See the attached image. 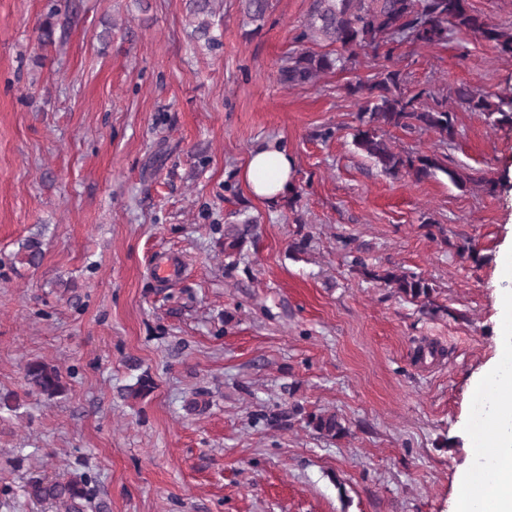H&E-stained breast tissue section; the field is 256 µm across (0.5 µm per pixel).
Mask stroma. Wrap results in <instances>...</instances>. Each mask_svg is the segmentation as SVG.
I'll use <instances>...</instances> for the list:
<instances>
[{"label": "stroma", "mask_w": 512, "mask_h": 512, "mask_svg": "<svg viewBox=\"0 0 512 512\" xmlns=\"http://www.w3.org/2000/svg\"><path fill=\"white\" fill-rule=\"evenodd\" d=\"M311 4L272 0L258 26L223 0L211 49L185 0H0V391L23 392L34 359L67 382L0 419V512H57L24 487L72 471L95 477L107 512H451L476 462L466 423L512 233V118L452 94L512 115V56L455 30L289 87L279 58ZM385 69L456 115L454 139L387 142L445 157L464 185L386 175L355 146L363 103L346 86ZM273 141L295 160L292 205L239 177ZM241 210L258 238L230 268L218 240ZM32 236L39 266L14 265ZM357 256L427 279L438 314ZM164 260L176 273L161 282ZM135 364L156 389L127 403ZM197 392L202 414L186 409ZM320 411L346 435L308 428ZM305 420L308 427L326 439L335 440L346 432L341 418L336 413H310Z\"/></svg>", "instance_id": "35a3bbf8"}]
</instances>
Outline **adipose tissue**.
<instances>
[{
	"mask_svg": "<svg viewBox=\"0 0 512 512\" xmlns=\"http://www.w3.org/2000/svg\"><path fill=\"white\" fill-rule=\"evenodd\" d=\"M240 178L254 197L276 202L294 182L292 155L278 143L252 151ZM497 321V355L478 377L479 383L495 384V396L473 438L486 474L480 479L469 469L459 475L453 512H512V366L507 363L512 357L511 291L498 298Z\"/></svg>",
	"mask_w": 512,
	"mask_h": 512,
	"instance_id": "adipose-tissue-1",
	"label": "adipose tissue"
}]
</instances>
